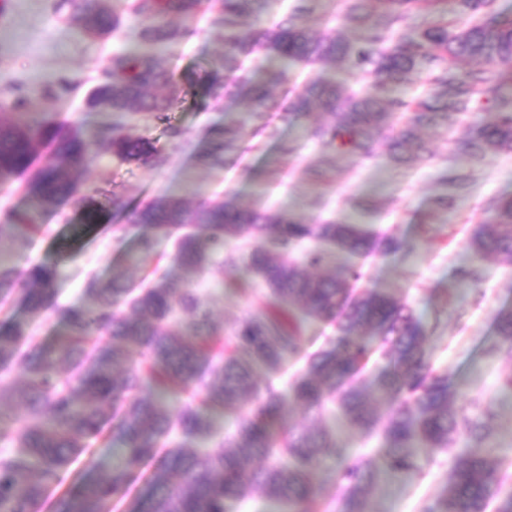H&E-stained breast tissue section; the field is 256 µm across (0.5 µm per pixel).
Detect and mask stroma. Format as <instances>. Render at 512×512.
<instances>
[{"label":"stroma","instance_id":"1","mask_svg":"<svg viewBox=\"0 0 512 512\" xmlns=\"http://www.w3.org/2000/svg\"><path fill=\"white\" fill-rule=\"evenodd\" d=\"M178 25L192 29V36L158 57L181 90V104L171 114L179 130L173 137L141 114H121L89 103L97 77L112 56L137 49L138 18L124 16L116 35L86 38L78 34L70 6L60 0H0V104L19 93L27 97L26 106L12 114V121L33 127L56 115L88 138L99 126L119 122L124 134L150 139L161 156L157 162H122L109 145L94 141L80 186L96 190L106 222L83 223L70 204L45 205L40 218L43 229L21 249L22 264L57 266L61 271L57 297L63 305L83 303L93 276L106 282L122 273L137 282L156 268L178 274L173 245L164 238L157 240L152 256L130 264L140 234L131 222L138 208L157 198L175 196L192 204L199 190L234 196L252 209L285 210L310 224L336 219L366 225L392 236L400 247L370 259L365 287L407 302L423 319L439 317L438 328L426 341L430 363L447 374L456 406L467 408L475 401L493 404L497 416L490 442L497 458L512 461V394L501 388L512 377V353L490 348L498 311L512 305V260H476L468 245L474 225L493 202L512 196V155L492 150L475 166L453 149L454 141L472 127L491 121L494 108L475 106L451 129L428 133L437 162L474 172L469 193L444 212L433 205L442 191L435 165L394 164L383 135L374 140L369 159H337L325 181L307 178L306 169L323 155L316 142L285 117L289 85L275 88L277 110L267 116L264 128L248 130L234 164L211 171L198 163L197 156L207 140L223 130L228 117L205 93V75L224 54L222 16L218 10H207L179 20ZM288 144L297 150L287 157L282 149ZM116 224L131 228L124 241H116L112 234ZM474 263L482 268L481 280L462 283L458 269ZM234 277L252 283L250 295L230 287L229 278L216 266L194 282L228 331L248 309L262 307L266 293L261 283L253 282L246 266H239ZM279 424L296 432L323 424L333 427L336 446L346 456L368 454L376 446L375 440L343 419L329 415L320 419L295 404ZM459 450L452 443L422 453L411 476L397 477L385 490L372 494L375 512H422L445 491Z\"/></svg>","mask_w":512,"mask_h":512}]
</instances>
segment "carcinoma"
I'll use <instances>...</instances> for the list:
<instances>
[{
  "instance_id": "cac0c4a2",
  "label": "carcinoma",
  "mask_w": 512,
  "mask_h": 512,
  "mask_svg": "<svg viewBox=\"0 0 512 512\" xmlns=\"http://www.w3.org/2000/svg\"><path fill=\"white\" fill-rule=\"evenodd\" d=\"M105 0H66L86 34L99 35L118 25L115 8ZM142 27L138 38L166 48L188 31L170 26L171 17L194 15L209 0H125ZM271 0H217L223 16L224 56L206 74L208 94L224 101V111L247 104L248 119L262 122L276 109L271 89L282 84L295 63L347 62L362 85L339 86L319 77L290 97L288 121L304 128L326 156L369 155L370 143L385 131L390 159L399 165L425 164L432 158L424 128H446L459 115L493 102V121L474 128L455 148L480 163L487 150L512 153V72L497 63L512 61V21L500 18L493 0H454L453 19L444 0H342L343 18L357 30L353 40L320 36L307 26L312 0H294L289 13L271 28L252 32L244 22L266 13ZM421 11L436 14L429 26L410 25ZM273 57L279 66L260 79L237 76L246 59ZM463 59L480 66L463 69ZM421 82L424 91L409 99L389 96L392 85ZM163 86V98L148 94ZM180 99L173 73L154 55L137 50L112 56L102 70L91 102L114 112H143L167 123ZM313 112L328 115L309 123ZM246 119V120H248ZM246 120L224 122L198 160L210 170L233 161ZM97 139L111 144L126 161L156 155L145 138L105 126ZM91 141L58 120L37 128L22 127L0 113V189L28 175L23 190L32 209L3 214L0 231L13 243H25L38 227V207L73 200L85 223L103 221L96 190L78 194L75 174L87 163ZM49 158L38 163L39 153ZM449 192L435 200L451 208L472 174L442 171ZM147 232L140 253H152L158 238L174 241L173 261L200 275L231 239L260 237L265 245L249 256V271L267 289V307L240 319L229 344L224 326L210 313L191 282L168 274L135 288L121 274L88 282L87 301L61 305L60 272L55 266L22 265L4 247L0 235V310L16 298L33 323L56 319L65 331L46 345L20 322L0 327V512H41L50 490L61 486L76 455L90 440L109 432L120 447L112 464L98 463L95 475L59 496L53 512H113L124 487L145 481L141 501L129 512H232L248 495L247 487L288 512H307L315 498L328 506L335 496L313 483L316 469L337 456L336 435L274 431L272 422L291 400L323 415L334 406L354 428L380 438L379 459H341L337 476L340 512H375L366 489L388 474L407 475L427 448L466 441L454 459L448 488L424 512H512V493L501 497L498 460L486 445L492 407L473 419L452 405L448 376L436 372L424 344L429 324L407 303L387 292L357 288L366 260L397 247L360 224L331 219L318 224L297 220L286 211L267 212L240 206L230 195H201L188 208L175 197H162L135 213ZM330 245L347 263L333 276L309 271L320 266ZM469 247L478 257L512 259V197L491 206V215L472 230ZM309 320L331 324L336 335L317 351H303L302 330ZM501 346L512 351V307L494 320ZM305 360L302 373L283 387L278 383L288 360ZM14 368L23 382L4 380ZM372 384L375 399L395 405L384 420L372 410L359 384ZM10 397L24 409L20 417L5 408ZM234 413V432L222 437L216 413Z\"/></svg>"
}]
</instances>
